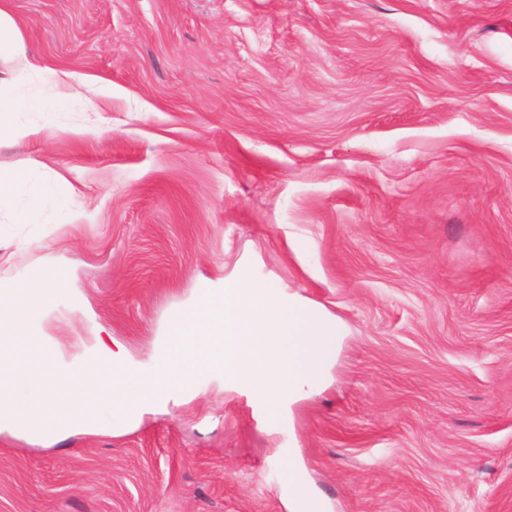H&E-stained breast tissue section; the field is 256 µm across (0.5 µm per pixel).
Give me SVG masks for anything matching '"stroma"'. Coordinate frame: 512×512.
<instances>
[{
    "label": "stroma",
    "instance_id": "1",
    "mask_svg": "<svg viewBox=\"0 0 512 512\" xmlns=\"http://www.w3.org/2000/svg\"><path fill=\"white\" fill-rule=\"evenodd\" d=\"M4 6L0 91L42 108L11 116L38 135L0 131V283L73 264L62 351L149 361L253 253L350 334L276 430L204 377L96 435L0 433V512H289L295 466L324 512H512V0ZM54 179L81 218L31 207ZM21 46L22 34L17 21L7 9L0 7V57L19 50Z\"/></svg>",
    "mask_w": 512,
    "mask_h": 512
}]
</instances>
